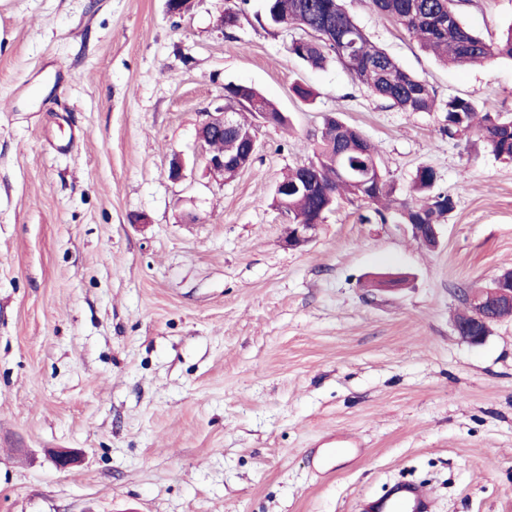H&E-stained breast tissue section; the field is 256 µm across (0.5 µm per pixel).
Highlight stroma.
I'll return each mask as SVG.
<instances>
[{
	"mask_svg": "<svg viewBox=\"0 0 512 512\" xmlns=\"http://www.w3.org/2000/svg\"><path fill=\"white\" fill-rule=\"evenodd\" d=\"M344 6L439 99L512 116V60L446 67L370 0ZM454 9L489 43L512 27V0ZM264 14L0 0V512H355L401 480L434 512H512V318L480 345L453 328L464 289L512 269V162L448 133L444 112L290 57L299 29ZM229 81L288 124H257L226 181L197 131ZM329 114L375 144L394 200L433 169L456 201L437 248L346 198L288 247L275 186ZM383 274L405 282L375 286ZM337 433L365 457L312 465ZM62 449L77 464L57 469Z\"/></svg>",
	"mask_w": 512,
	"mask_h": 512,
	"instance_id": "1",
	"label": "stroma"
}]
</instances>
